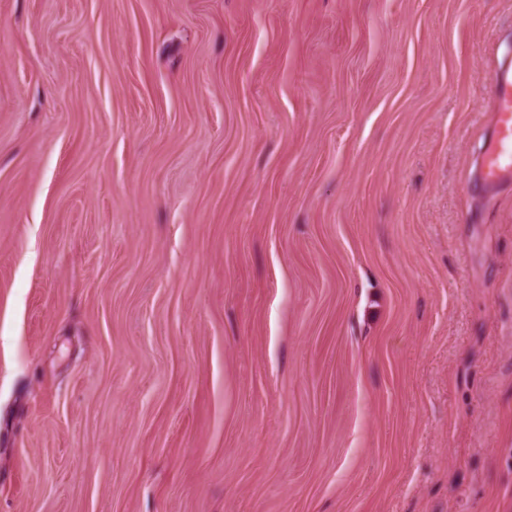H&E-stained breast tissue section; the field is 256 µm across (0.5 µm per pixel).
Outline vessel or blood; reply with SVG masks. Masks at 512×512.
Masks as SVG:
<instances>
[{
	"label": "vessel or blood",
	"mask_w": 512,
	"mask_h": 512,
	"mask_svg": "<svg viewBox=\"0 0 512 512\" xmlns=\"http://www.w3.org/2000/svg\"><path fill=\"white\" fill-rule=\"evenodd\" d=\"M492 85L496 110L489 146L480 163L481 176L488 184L512 178V62L494 71Z\"/></svg>",
	"instance_id": "vessel-or-blood-1"
}]
</instances>
